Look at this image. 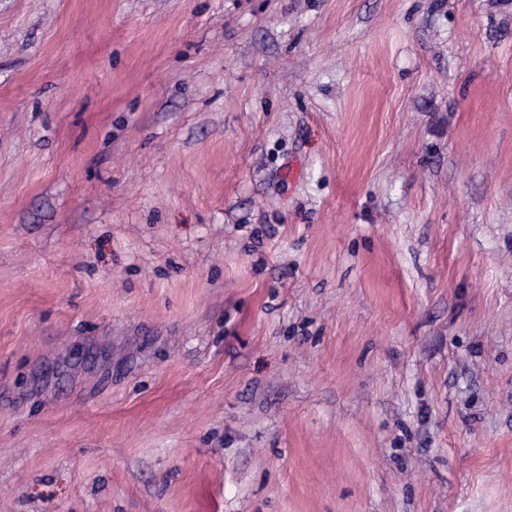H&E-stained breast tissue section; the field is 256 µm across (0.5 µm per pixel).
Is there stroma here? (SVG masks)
<instances>
[{"label": "stroma", "instance_id": "1", "mask_svg": "<svg viewBox=\"0 0 512 512\" xmlns=\"http://www.w3.org/2000/svg\"><path fill=\"white\" fill-rule=\"evenodd\" d=\"M0 512H512V0H0Z\"/></svg>", "mask_w": 512, "mask_h": 512}]
</instances>
